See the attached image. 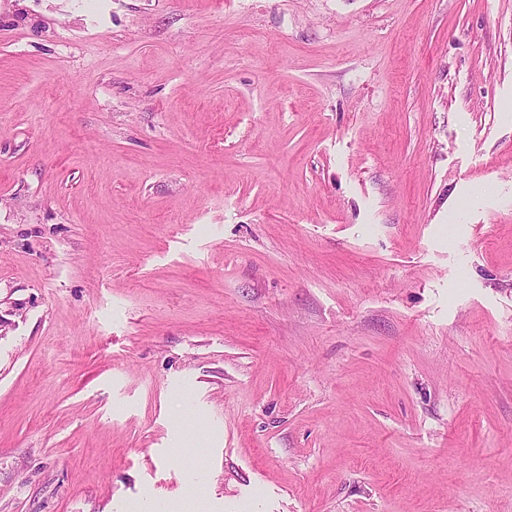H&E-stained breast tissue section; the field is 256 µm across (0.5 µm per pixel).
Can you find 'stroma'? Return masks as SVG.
Listing matches in <instances>:
<instances>
[{
    "instance_id": "1",
    "label": "stroma",
    "mask_w": 512,
    "mask_h": 512,
    "mask_svg": "<svg viewBox=\"0 0 512 512\" xmlns=\"http://www.w3.org/2000/svg\"><path fill=\"white\" fill-rule=\"evenodd\" d=\"M512 512V0H0V512Z\"/></svg>"
}]
</instances>
